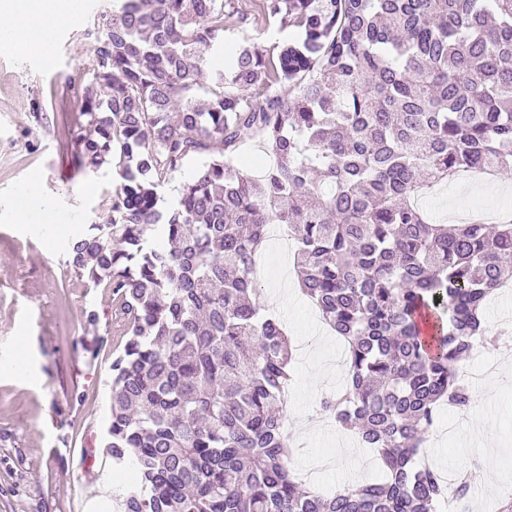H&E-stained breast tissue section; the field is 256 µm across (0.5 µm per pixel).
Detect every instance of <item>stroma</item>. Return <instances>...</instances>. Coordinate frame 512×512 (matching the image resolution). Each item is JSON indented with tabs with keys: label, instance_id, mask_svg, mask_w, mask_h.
<instances>
[{
	"label": "stroma",
	"instance_id": "1",
	"mask_svg": "<svg viewBox=\"0 0 512 512\" xmlns=\"http://www.w3.org/2000/svg\"><path fill=\"white\" fill-rule=\"evenodd\" d=\"M248 18L228 27L224 41L272 49L288 30L264 14L260 0H237ZM112 0H84L79 23L58 28L49 58L18 56L0 50V512H116V502L136 484L133 468L113 467L103 475L97 447L110 413L112 352L122 335L112 325V295L81 280L67 263L68 241L83 225L106 221L119 180L108 166L81 170L76 147L63 136L66 123L83 109L90 79L92 32ZM40 176V195L50 215L35 214L20 229L13 206L31 174ZM512 197V185L455 182L432 188L425 207L440 222L450 209L477 205L496 209ZM256 270L264 292L261 304L286 324L293 344L296 404L294 415L307 417L343 382L338 361L343 341L320 332L319 315L294 292L284 304L276 298L287 280L275 246H267ZM101 311L98 324L85 313ZM23 361L30 372L3 371L4 363ZM472 420L457 435L422 450L441 472L453 474L466 458L471 488L480 498L474 512H500L512 499V370L491 396L470 406ZM286 437L296 449L292 467L310 472L322 492L380 476L371 449L362 459L339 456L335 433L308 430ZM83 492L72 496L74 477ZM110 478L107 499L93 490Z\"/></svg>",
	"mask_w": 512,
	"mask_h": 512
}]
</instances>
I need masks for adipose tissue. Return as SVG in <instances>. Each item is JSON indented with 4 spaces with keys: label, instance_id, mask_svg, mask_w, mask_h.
Returning a JSON list of instances; mask_svg holds the SVG:
<instances>
[{
    "label": "adipose tissue",
    "instance_id": "obj_1",
    "mask_svg": "<svg viewBox=\"0 0 512 512\" xmlns=\"http://www.w3.org/2000/svg\"><path fill=\"white\" fill-rule=\"evenodd\" d=\"M81 18L82 0H0V49L47 57L55 29Z\"/></svg>",
    "mask_w": 512,
    "mask_h": 512
}]
</instances>
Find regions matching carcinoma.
Masks as SVG:
<instances>
[{
  "instance_id": "1",
  "label": "carcinoma",
  "mask_w": 512,
  "mask_h": 512,
  "mask_svg": "<svg viewBox=\"0 0 512 512\" xmlns=\"http://www.w3.org/2000/svg\"><path fill=\"white\" fill-rule=\"evenodd\" d=\"M264 10L296 29L275 58L224 46L227 21L246 20L233 0H113L85 121L63 131L82 167L120 180L109 222L70 239L68 264L123 320L103 451L134 462L124 512H465L470 482L414 457L443 401L472 403L457 364L512 280V224H434L417 200L461 170L512 167V0ZM247 136L270 153L258 176L235 164ZM205 152L160 209L156 186ZM273 224L348 346L346 385L318 411L377 451L379 482L325 495L292 473L291 352L253 271Z\"/></svg>"
}]
</instances>
